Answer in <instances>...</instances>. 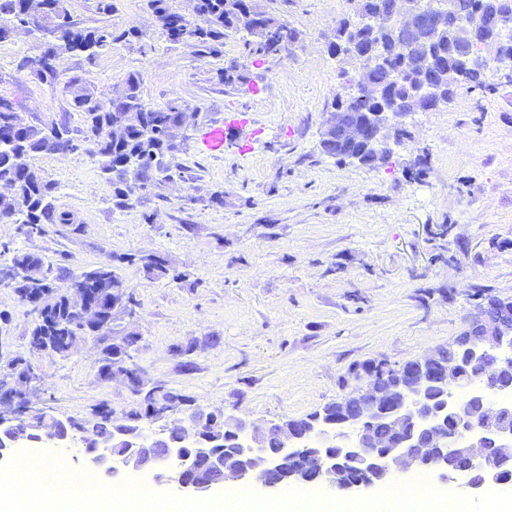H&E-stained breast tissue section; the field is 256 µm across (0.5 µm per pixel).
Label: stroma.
Segmentation results:
<instances>
[{"mask_svg":"<svg viewBox=\"0 0 512 512\" xmlns=\"http://www.w3.org/2000/svg\"><path fill=\"white\" fill-rule=\"evenodd\" d=\"M112 3L108 15L97 0L67 8L83 27H138L139 41L92 61L64 56L50 86L31 69L44 36L15 28L0 40V95L77 129L71 78L105 99L140 74L145 103L179 99L199 111L180 133L179 173L134 190L120 210L93 142L38 156L58 207L81 228L49 224L28 236L0 224V244L39 255L55 277L117 262L139 303L134 361L147 380L211 409L300 418L351 392L367 361L402 365L448 345L476 313L478 289L512 301V82L487 71L486 88H459L437 110L407 117L409 137L389 164L345 165L321 154L320 139L360 71L329 51L337 23L358 19L348 0H257L299 34L261 60L236 35L221 57L195 55L166 40L146 0ZM221 67L238 81H219ZM230 117L239 125L223 152H207L204 135ZM151 253L175 278L145 273L136 257ZM0 311L9 316L0 358L30 356L41 406L76 420L101 403L118 418L136 409L125 384L100 378L94 340L66 357L32 356L34 316L3 284Z\"/></svg>","mask_w":512,"mask_h":512,"instance_id":"obj_1","label":"stroma"}]
</instances>
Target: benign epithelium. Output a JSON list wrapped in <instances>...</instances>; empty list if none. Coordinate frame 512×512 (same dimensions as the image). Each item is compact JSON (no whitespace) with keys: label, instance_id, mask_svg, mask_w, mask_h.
I'll return each mask as SVG.
<instances>
[{"label":"benign epithelium","instance_id":"benign-epithelium-1","mask_svg":"<svg viewBox=\"0 0 512 512\" xmlns=\"http://www.w3.org/2000/svg\"><path fill=\"white\" fill-rule=\"evenodd\" d=\"M362 18H375L380 25L398 31L407 51L410 70L417 75L419 92L432 108L448 101L451 85L427 75L430 48L460 27L468 34L457 78L468 71L473 46H489L492 36L512 28V0H475L472 20L465 22L453 11L431 13L421 0H386L377 13L363 8ZM70 53L58 39L44 42L34 72L47 75ZM361 76L355 81V97L373 94L370 74L385 67V58L371 52L358 54ZM349 100L336 104L322 138L336 139V158L351 165L368 166L370 161L390 156L403 144V119L411 104L380 105L373 112H351ZM29 271L3 268L0 282L23 295ZM67 300L83 322L98 319L100 307L89 300L84 288L69 289ZM464 347L456 362H444L432 351L402 367L398 381L382 385L374 372L356 374L363 384L338 404L336 426L321 415L299 423L288 417L251 420L224 416V429L236 441L235 457H224L223 434L216 432L218 418L206 407L186 412L178 404L162 402L156 416L161 426L151 432L131 428L126 419L112 421V434L104 439L70 419L41 413L48 425L34 426L11 411L0 409V462L27 446L63 445L76 439L83 445V462L104 475L121 480L130 473H148L158 482L175 485L186 495L200 497L227 482L258 481L271 489L286 487L279 475L282 460L295 456L300 469L288 480L302 479L341 492L393 481L398 475L423 470L441 480L462 483L473 493L489 485H502L497 469L502 458H512V303L490 311L484 308L470 329L454 340ZM484 363L481 381L470 384L464 368L476 359ZM12 379L21 392H31L36 378L33 365L27 372L6 374L1 385ZM387 421L400 435L386 442L375 432L378 421ZM281 447L269 448V437ZM362 473L357 480L343 478L336 457ZM465 460V466L448 470V461Z\"/></svg>","mask_w":512,"mask_h":512}]
</instances>
